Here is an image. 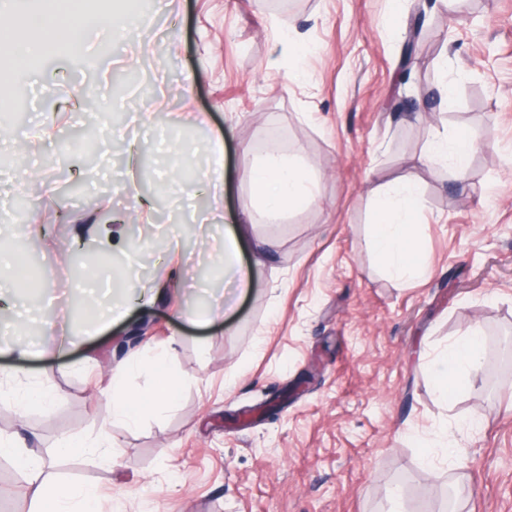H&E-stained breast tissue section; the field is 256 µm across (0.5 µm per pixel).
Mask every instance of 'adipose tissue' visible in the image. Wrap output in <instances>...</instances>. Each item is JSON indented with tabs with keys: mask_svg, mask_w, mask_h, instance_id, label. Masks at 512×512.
<instances>
[{
	"mask_svg": "<svg viewBox=\"0 0 512 512\" xmlns=\"http://www.w3.org/2000/svg\"><path fill=\"white\" fill-rule=\"evenodd\" d=\"M474 148L473 140L435 132L430 136L425 158L459 170L465 167ZM249 175L252 197L237 217L241 223L252 220L257 214L270 221L282 219L309 199L317 181L313 170L298 159L278 152L257 158ZM416 205L415 186L412 181H404L379 199L376 219L371 226L374 250L387 270L400 279L418 277L425 272L410 222ZM481 344V333L475 329L449 343L438 356L440 371L436 382L442 396L455 395L463 374L477 368ZM33 502L32 512H101L93 487L77 488L63 481L42 482L34 492Z\"/></svg>",
	"mask_w": 512,
	"mask_h": 512,
	"instance_id": "adipose-tissue-1",
	"label": "adipose tissue"
}]
</instances>
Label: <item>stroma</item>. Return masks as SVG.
I'll list each match as a JSON object with an SVG mask.
<instances>
[{
	"label": "stroma",
	"mask_w": 512,
	"mask_h": 512,
	"mask_svg": "<svg viewBox=\"0 0 512 512\" xmlns=\"http://www.w3.org/2000/svg\"><path fill=\"white\" fill-rule=\"evenodd\" d=\"M132 35L113 31L125 0H86L101 26L81 30L83 61L24 70L23 118L0 126V240L20 242L8 202L56 209L64 185L84 189L68 223L42 243L33 287L0 277L4 323L26 316L29 353L0 356V434H19L46 474L97 487L103 512H512V374L472 372L439 395L435 359L479 329L512 349V0H139ZM423 41L404 58L410 26ZM304 43L288 51L289 39ZM112 56L97 60V45ZM152 95L131 88L98 127L99 148L63 151L85 122L77 101L130 58ZM208 116L207 124L193 120ZM53 130L50 138L42 130ZM476 141L467 167L422 163L433 131ZM224 144L223 212L250 200L255 157L279 151L318 175L311 198L278 223L254 215L237 253L253 286L241 294L217 261L225 220L210 221L205 172ZM412 175L411 221L427 272L390 277L370 243L377 195ZM124 224L112 253L81 227ZM187 258L176 289L148 302L167 248ZM133 269L121 277L124 266ZM124 278V319L85 331L81 302ZM227 312L207 321L216 295ZM195 321L180 318V311ZM174 349V406L145 405L135 427L112 424V369ZM51 387L49 410L16 398ZM114 428V462L98 451L60 454ZM457 434L454 464L426 449ZM30 474L0 471V512H29Z\"/></svg>",
	"instance_id": "35a3bbf8"
}]
</instances>
